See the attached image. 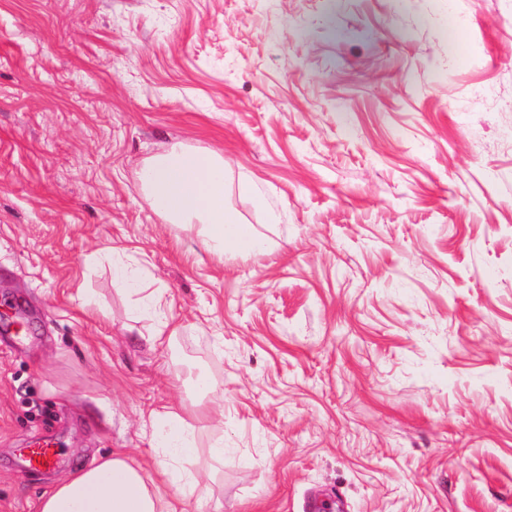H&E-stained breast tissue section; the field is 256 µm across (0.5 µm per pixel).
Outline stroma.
<instances>
[{
    "instance_id": "obj_1",
    "label": "stroma",
    "mask_w": 512,
    "mask_h": 512,
    "mask_svg": "<svg viewBox=\"0 0 512 512\" xmlns=\"http://www.w3.org/2000/svg\"><path fill=\"white\" fill-rule=\"evenodd\" d=\"M224 161L211 258L138 172ZM146 253L181 330L112 275ZM0 512L125 452L197 374L209 512H512V0H0ZM61 449L28 473L35 438ZM224 455L214 459L216 446Z\"/></svg>"
}]
</instances>
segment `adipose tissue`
I'll use <instances>...</instances> for the list:
<instances>
[{
	"label": "adipose tissue",
	"instance_id": "adipose-tissue-1",
	"mask_svg": "<svg viewBox=\"0 0 512 512\" xmlns=\"http://www.w3.org/2000/svg\"><path fill=\"white\" fill-rule=\"evenodd\" d=\"M138 178L155 212L194 231L205 252L223 258L226 248L262 249V241L224 205V164L212 152L183 146L153 157ZM143 262H117L114 280L153 321L152 345H162L180 330L164 289L144 285ZM197 409L166 408L152 415L165 451L163 462L146 469L125 456H109L61 477L45 492L40 512H185L186 487H198L203 473L185 469L196 452Z\"/></svg>",
	"mask_w": 512,
	"mask_h": 512
}]
</instances>
